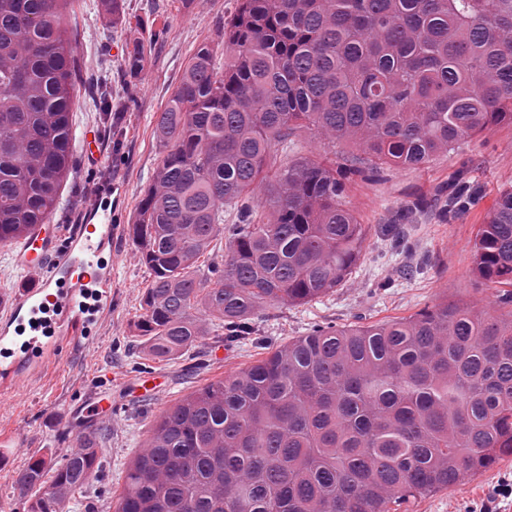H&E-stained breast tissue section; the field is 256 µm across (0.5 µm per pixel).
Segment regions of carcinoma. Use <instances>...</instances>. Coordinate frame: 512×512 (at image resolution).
Returning <instances> with one entry per match:
<instances>
[{"instance_id": "cac0c4a2", "label": "carcinoma", "mask_w": 512, "mask_h": 512, "mask_svg": "<svg viewBox=\"0 0 512 512\" xmlns=\"http://www.w3.org/2000/svg\"><path fill=\"white\" fill-rule=\"evenodd\" d=\"M69 3L0 0V241L46 223L76 172ZM164 36L128 43V65ZM219 45L224 66L198 48L158 113L163 155L129 229L151 275L136 330L153 360L334 291L365 251L347 182L512 123V0H240ZM302 131L358 153L272 171ZM476 197L452 176L438 219ZM428 207L418 196L399 221ZM472 251L489 304L315 323L165 410L116 512H399L512 457V186ZM95 441L28 461L14 486L28 512H63L100 468Z\"/></svg>"}]
</instances>
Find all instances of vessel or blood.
Segmentation results:
<instances>
[{"instance_id": "vessel-or-blood-1", "label": "vessel or blood", "mask_w": 512, "mask_h": 512, "mask_svg": "<svg viewBox=\"0 0 512 512\" xmlns=\"http://www.w3.org/2000/svg\"><path fill=\"white\" fill-rule=\"evenodd\" d=\"M115 233L111 213L97 211L69 239L52 223L25 238L17 261L39 280L15 294L0 317L1 399L111 307L112 272L103 253Z\"/></svg>"}]
</instances>
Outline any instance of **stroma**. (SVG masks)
I'll return each mask as SVG.
<instances>
[{"label":"stroma","mask_w":512,"mask_h":512,"mask_svg":"<svg viewBox=\"0 0 512 512\" xmlns=\"http://www.w3.org/2000/svg\"><path fill=\"white\" fill-rule=\"evenodd\" d=\"M238 6L239 0H123L126 20L121 23L100 11L99 0H72L68 18L77 31L75 56L82 79L72 135L78 140L93 132L98 148L92 157L77 150V188L63 191L53 221L62 233H71L85 223L92 193L109 190L112 221L118 226L112 241V306L90 335L24 378L19 390L0 402V512H26L13 490L19 471L31 456L58 458L74 448L84 428L79 409L94 397L112 402L111 410L92 423L109 434L102 472L77 493L66 512H115L126 469L162 412L209 382L252 365L264 357L268 344L305 335L317 322L372 323L406 318L444 299L468 305L491 299L473 274L471 244L499 189L512 185V124L482 132L425 168L394 169L374 182H353L345 204L368 227L366 254L333 293L304 305L261 309L251 339L210 343L167 362L146 359L134 324L150 272L129 238L128 223L161 158L154 136L158 113L194 51L203 44L217 45L225 20ZM157 29L165 30V41L152 46L141 71H130L124 63L127 43ZM104 88L116 101L134 97L108 124L96 107ZM461 168L477 190L474 206L447 223L425 218L413 231L414 252L381 240L379 228L390 223L398 206L447 183ZM420 255L429 259L425 273L405 278L403 266ZM145 372L155 377V388L131 391L130 383ZM511 475L512 459L502 461L453 490L418 498L412 510L467 512Z\"/></svg>","instance_id":"1"}]
</instances>
